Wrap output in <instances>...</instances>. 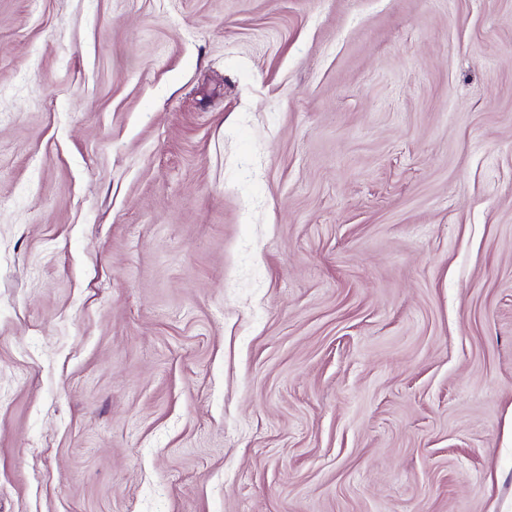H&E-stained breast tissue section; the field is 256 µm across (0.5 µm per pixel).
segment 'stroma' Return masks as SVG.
Here are the masks:
<instances>
[{
	"label": "stroma",
	"mask_w": 512,
	"mask_h": 512,
	"mask_svg": "<svg viewBox=\"0 0 512 512\" xmlns=\"http://www.w3.org/2000/svg\"><path fill=\"white\" fill-rule=\"evenodd\" d=\"M0 512H512V0H0Z\"/></svg>",
	"instance_id": "obj_1"
}]
</instances>
